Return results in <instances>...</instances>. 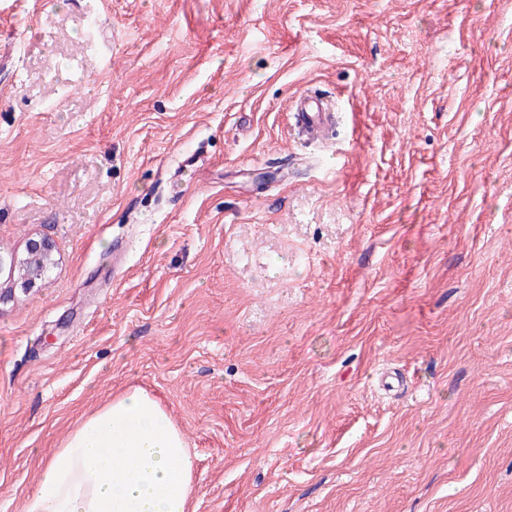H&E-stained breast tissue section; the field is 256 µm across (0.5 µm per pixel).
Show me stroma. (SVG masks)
<instances>
[{
    "mask_svg": "<svg viewBox=\"0 0 512 512\" xmlns=\"http://www.w3.org/2000/svg\"><path fill=\"white\" fill-rule=\"evenodd\" d=\"M4 45L0 260L55 250L0 276V512L131 386L193 512H512V0H0ZM295 126L312 141H317L323 130L331 123L333 112H327L324 102L309 94L296 96L294 112ZM54 250V244L47 238H39L34 239L31 238L28 240L26 245V251H27V257H26V264L28 271L24 270L23 273V287H29L31 286L36 280L40 279L43 273L45 272V267L42 271L37 272L33 269L31 263L32 261L37 258L41 259L43 263L50 264L52 260V252Z\"/></svg>",
    "mask_w": 512,
    "mask_h": 512,
    "instance_id": "1",
    "label": "stroma"
}]
</instances>
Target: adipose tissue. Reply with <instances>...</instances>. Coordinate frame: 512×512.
<instances>
[{"label":"adipose tissue","mask_w":512,"mask_h":512,"mask_svg":"<svg viewBox=\"0 0 512 512\" xmlns=\"http://www.w3.org/2000/svg\"><path fill=\"white\" fill-rule=\"evenodd\" d=\"M194 469L181 428L156 397L134 387L56 445L23 512H188Z\"/></svg>","instance_id":"adipose-tissue-1"}]
</instances>
